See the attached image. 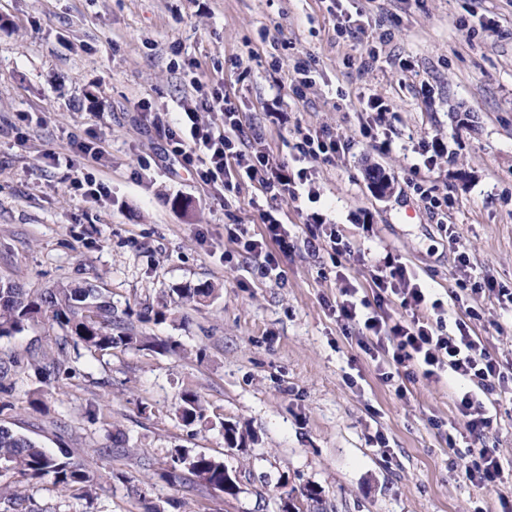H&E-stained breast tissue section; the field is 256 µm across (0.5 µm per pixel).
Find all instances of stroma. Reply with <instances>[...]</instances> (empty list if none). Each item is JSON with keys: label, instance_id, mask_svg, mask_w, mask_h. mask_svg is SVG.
Instances as JSON below:
<instances>
[{"label": "stroma", "instance_id": "35a3bbf8", "mask_svg": "<svg viewBox=\"0 0 512 512\" xmlns=\"http://www.w3.org/2000/svg\"><path fill=\"white\" fill-rule=\"evenodd\" d=\"M298 59L314 79L301 99L290 88ZM193 76L320 190L315 203L273 204L288 229L279 275H263L232 237L265 231L255 184L227 191L175 167L153 124L171 123ZM371 98L390 107L375 141L363 134ZM321 128L346 145L328 163L297 149ZM435 140L443 154L428 168L422 148ZM374 169L391 181L381 196ZM87 175L105 196L79 187ZM417 182L447 196L446 226ZM314 211L349 244L350 275L398 258L449 319L478 309L473 333L512 371V307L497 294L512 290V0H0V279L33 294L92 282L132 334L182 348L93 353L45 317L0 338V426L69 453L98 487L89 499L50 475L0 471V487L22 491L1 497L0 512H257L285 486L299 512H501L512 499V391L495 394L477 439L456 409L468 382L383 380L357 327L337 317ZM465 274L495 287L460 291ZM203 282L219 295L181 303L177 287ZM161 308L166 320L144 319ZM59 341L66 352L44 375ZM187 389L208 421L177 418ZM225 422L253 435L244 452L225 455ZM486 446L502 466L491 489L464 476ZM177 448L224 457L239 495L186 472L172 480ZM308 486L321 504L301 497Z\"/></svg>", "mask_w": 512, "mask_h": 512}]
</instances>
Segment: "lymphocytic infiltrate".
<instances>
[{
    "label": "lymphocytic infiltrate",
    "instance_id": "obj_1",
    "mask_svg": "<svg viewBox=\"0 0 512 512\" xmlns=\"http://www.w3.org/2000/svg\"><path fill=\"white\" fill-rule=\"evenodd\" d=\"M191 85L195 94L184 102L182 118L163 130L174 157L183 165L195 166L204 182L220 177L229 182L240 175L272 200L319 199L320 191L309 169L293 172L287 164L274 160L262 147V131L244 130L227 97L207 96L199 80H192ZM215 110L223 112L225 118L220 133L201 119L202 113ZM368 276L374 292L370 300L360 297L358 284L346 273L337 272L339 318L368 333L363 348L372 360L393 366L405 376L419 372L431 378L445 369L455 378L471 381L472 389L457 398V410L469 434L483 437L493 424L487 401L511 384L512 376L489 355L465 321L459 319L454 327H447L442 302L432 299L405 264L388 256ZM394 298L399 299L404 316L395 318L385 312V304ZM426 307L435 313V322L419 317V310Z\"/></svg>",
    "mask_w": 512,
    "mask_h": 512
}]
</instances>
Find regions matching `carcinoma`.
I'll return each mask as SVG.
<instances>
[{
	"mask_svg": "<svg viewBox=\"0 0 512 512\" xmlns=\"http://www.w3.org/2000/svg\"><path fill=\"white\" fill-rule=\"evenodd\" d=\"M185 303H201L215 295L211 284L176 289ZM46 316L65 329L75 342L93 352L110 351L118 346L140 343L123 326L111 303L101 299L96 285L85 282L61 285L32 296L14 282L0 280V337L11 336L24 329L28 322ZM178 415L186 426L206 419V407L194 391L181 394ZM249 438L248 432L233 426L224 432V448L239 450L238 444ZM173 463L192 475L204 479L213 488L224 486V461L204 453L189 454L178 448ZM0 469L12 470L22 477L54 476L56 483L77 491L84 497L95 493L93 481L82 465L69 456L56 457L38 443L7 427H0Z\"/></svg>",
	"mask_w": 512,
	"mask_h": 512,
	"instance_id": "cac0c4a2",
	"label": "carcinoma"
}]
</instances>
